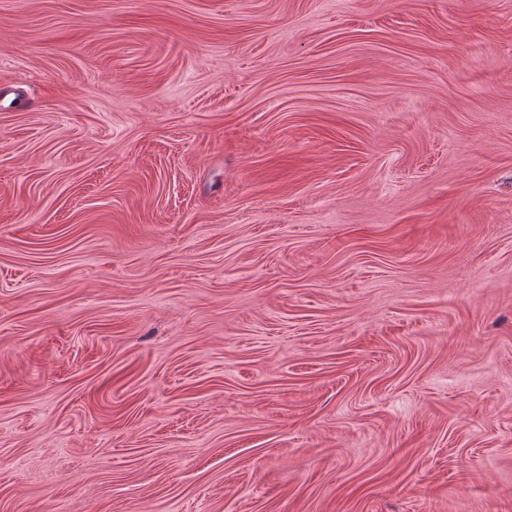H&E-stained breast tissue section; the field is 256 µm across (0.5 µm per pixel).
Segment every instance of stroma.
Wrapping results in <instances>:
<instances>
[{"mask_svg": "<svg viewBox=\"0 0 512 512\" xmlns=\"http://www.w3.org/2000/svg\"><path fill=\"white\" fill-rule=\"evenodd\" d=\"M0 512H512V0H0Z\"/></svg>", "mask_w": 512, "mask_h": 512, "instance_id": "35a3bbf8", "label": "stroma"}]
</instances>
